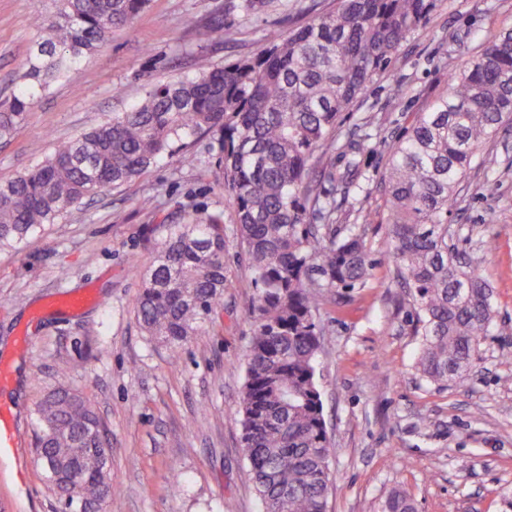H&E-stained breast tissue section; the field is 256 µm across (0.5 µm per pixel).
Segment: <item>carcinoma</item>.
Listing matches in <instances>:
<instances>
[{"instance_id": "cac0c4a2", "label": "carcinoma", "mask_w": 512, "mask_h": 512, "mask_svg": "<svg viewBox=\"0 0 512 512\" xmlns=\"http://www.w3.org/2000/svg\"><path fill=\"white\" fill-rule=\"evenodd\" d=\"M37 27L50 38L36 61L0 101V141L12 140L27 112L80 58L131 26L150 0H59ZM437 0H337L283 37L269 34L258 52L198 75L154 84L128 112L58 144L32 168L0 181V250L18 249L32 234L88 197L117 188L164 155L181 154L199 133L218 136L221 173L237 216L258 294L248 310L253 336L238 409L242 445L263 512H326L334 453L326 431L317 358L324 327L321 298L351 288L373 266L356 225L336 223L339 203L360 177L358 131L340 155L318 159L322 182L309 177L314 153L335 137L374 77L423 29ZM221 27L195 26L197 44ZM512 124V29L483 43L447 88L388 145L381 223L390 257L409 288L420 336L415 370L444 387L460 383L480 359L494 322L493 291L466 251L448 242V214L483 144ZM134 313L156 342L178 349L223 308L224 223L192 216L167 226L152 263L140 272ZM35 460L63 501L103 512L112 496V441L92 404L59 386L34 409ZM382 512H416L400 491Z\"/></svg>"}]
</instances>
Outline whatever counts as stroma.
<instances>
[{
    "instance_id": "1",
    "label": "stroma",
    "mask_w": 512,
    "mask_h": 512,
    "mask_svg": "<svg viewBox=\"0 0 512 512\" xmlns=\"http://www.w3.org/2000/svg\"><path fill=\"white\" fill-rule=\"evenodd\" d=\"M239 0H151L133 27L117 30L43 94L19 134L0 143V180L35 165L54 146L141 103L153 81L197 74L255 54L266 33H287L332 11L336 0H267L246 15ZM55 0H0V97L9 95L35 47V24ZM224 27L198 46L193 22ZM512 28V0H438L340 125L363 118L373 138L359 162L367 195L343 205L374 262L367 279L321 301L318 357L324 418L336 450L327 512H380L395 489L417 512H512V127L483 145L482 163L459 196L452 228L494 288L496 317L481 358L445 388L414 370L413 304L396 282L381 224L385 143L482 47ZM194 165L165 157L140 177L84 200L0 250V360L12 370L0 402L23 430L14 467L0 461V512H60L34 461L33 408L59 384L91 402L112 440L115 491L105 512H262L236 411L257 294L237 218L215 161L216 136L192 138ZM497 221L485 223L487 212ZM199 214L224 222V308L181 349L146 336L134 315L146 268L168 224ZM68 297L82 306L65 305Z\"/></svg>"
}]
</instances>
